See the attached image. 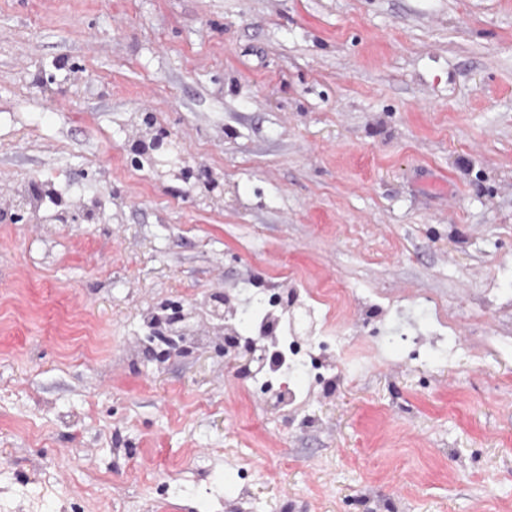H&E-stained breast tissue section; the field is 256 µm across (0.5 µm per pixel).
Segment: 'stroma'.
Here are the masks:
<instances>
[{"label": "stroma", "instance_id": "stroma-1", "mask_svg": "<svg viewBox=\"0 0 512 512\" xmlns=\"http://www.w3.org/2000/svg\"><path fill=\"white\" fill-rule=\"evenodd\" d=\"M287 280L282 410L211 307ZM0 512H512V0H0ZM175 142L176 139L173 137L171 131L160 128L152 135L149 143H137L134 145L133 151L137 154L154 152L166 155L174 148ZM181 320L182 316L180 315L172 319L171 323H179L171 328L170 333L172 336H166L168 339L167 343L163 342L160 336H154L153 342L156 346L170 348L171 345H176L179 348H187L191 343H199V339L195 336L190 324V313L188 309L186 311V317ZM173 336H177V339H174Z\"/></svg>", "mask_w": 512, "mask_h": 512}]
</instances>
